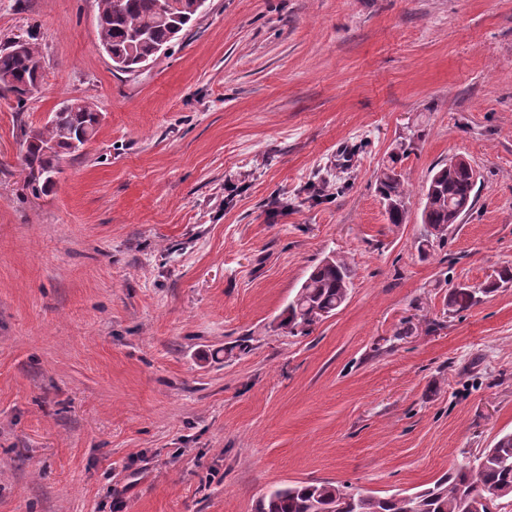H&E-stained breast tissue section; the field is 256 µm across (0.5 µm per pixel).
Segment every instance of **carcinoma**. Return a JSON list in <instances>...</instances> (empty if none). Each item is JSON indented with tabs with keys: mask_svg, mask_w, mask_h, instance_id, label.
I'll return each mask as SVG.
<instances>
[{
	"mask_svg": "<svg viewBox=\"0 0 512 512\" xmlns=\"http://www.w3.org/2000/svg\"><path fill=\"white\" fill-rule=\"evenodd\" d=\"M202 12V0H99L101 48L110 51L116 69L134 72L167 50ZM41 78V56L33 44L0 48V95L10 93L21 103ZM98 125L92 103L69 101L65 111L55 113L54 120L30 136L26 164L44 176L45 182H51L58 152L71 151V141L81 135L91 139ZM409 149L398 143L376 179L391 224L406 220L405 181L397 163ZM476 180V175L446 163L433 169L421 211V223L426 227L421 249L447 239L454 215L462 217L473 209ZM511 281L512 270L503 269L481 288H454L448 292V309L464 310L476 302V294L493 293L500 284ZM350 287L345 260H322L284 310L278 327L289 334L305 331L321 321V313L331 315L342 306ZM488 500L500 510L512 504V433L410 499L354 493L331 481L300 482L270 490L256 501L254 512H487L478 504Z\"/></svg>",
	"mask_w": 512,
	"mask_h": 512,
	"instance_id": "1",
	"label": "carcinoma"
}]
</instances>
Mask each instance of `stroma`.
Returning <instances> with one entry per match:
<instances>
[{"label": "stroma", "mask_w": 512, "mask_h": 512, "mask_svg": "<svg viewBox=\"0 0 512 512\" xmlns=\"http://www.w3.org/2000/svg\"><path fill=\"white\" fill-rule=\"evenodd\" d=\"M98 0H0L42 79L0 96V512H254L276 487L412 493L512 432V0H208L114 69ZM102 121L24 163L65 100ZM407 219L376 173L401 141ZM476 204L427 251L435 165ZM347 260L333 315L280 316ZM329 258V260H326ZM324 258L308 275L279 321L278 327L294 334L322 321L321 311L332 315L344 304L351 287L350 269L343 259ZM512 281V270L503 269L498 273V276L490 281H487L481 288H453L448 292L447 306L448 310L460 311L464 310L476 300V294H490L500 287V283H507Z\"/></svg>", "instance_id": "35a3bbf8"}]
</instances>
